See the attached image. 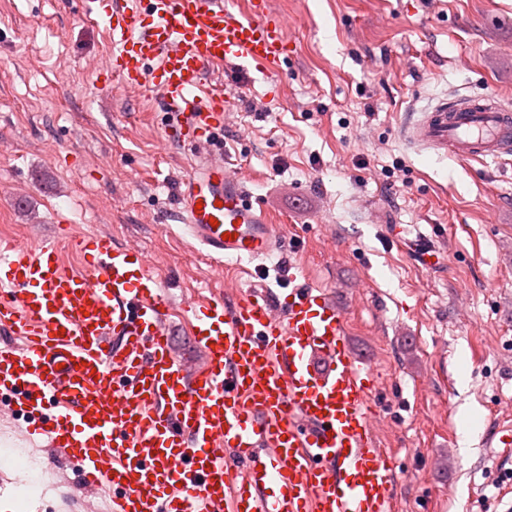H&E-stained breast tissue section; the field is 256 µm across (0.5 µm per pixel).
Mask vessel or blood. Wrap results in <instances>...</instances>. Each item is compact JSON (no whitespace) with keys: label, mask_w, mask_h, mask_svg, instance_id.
I'll list each match as a JSON object with an SVG mask.
<instances>
[{"label":"vessel or blood","mask_w":512,"mask_h":512,"mask_svg":"<svg viewBox=\"0 0 512 512\" xmlns=\"http://www.w3.org/2000/svg\"><path fill=\"white\" fill-rule=\"evenodd\" d=\"M112 45L97 78L109 89L153 85L168 115L163 143L198 155L181 180L178 218L216 262H261L282 234L221 154L224 104L215 65L269 77L288 54L267 0L235 16L224 0H83ZM401 139L460 160L512 152V109L497 96L440 101L404 122ZM422 265L444 263L429 239ZM64 270L57 245L0 247V387L32 410L33 427L78 458L112 512H393L396 472L378 447L373 366L348 344L344 311L326 290L278 297L256 284L226 300L189 303L197 358L171 343L175 309L144 251L104 234Z\"/></svg>","instance_id":"vessel-or-blood-1"}]
</instances>
